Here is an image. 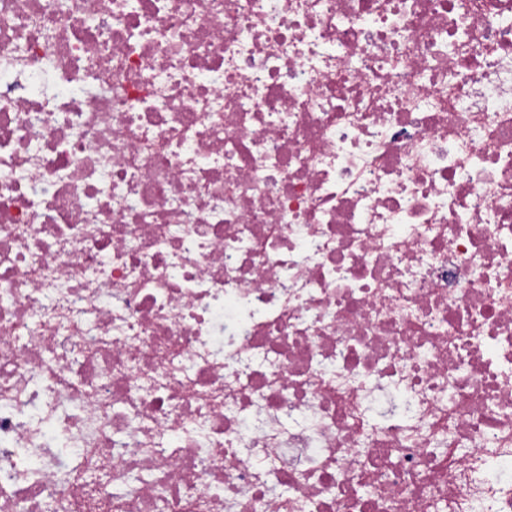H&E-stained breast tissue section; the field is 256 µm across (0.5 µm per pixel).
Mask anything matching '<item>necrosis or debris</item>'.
Here are the masks:
<instances>
[{"instance_id": "necrosis-or-debris-1", "label": "necrosis or debris", "mask_w": 512, "mask_h": 512, "mask_svg": "<svg viewBox=\"0 0 512 512\" xmlns=\"http://www.w3.org/2000/svg\"><path fill=\"white\" fill-rule=\"evenodd\" d=\"M512 0H0V512H512Z\"/></svg>"}]
</instances>
